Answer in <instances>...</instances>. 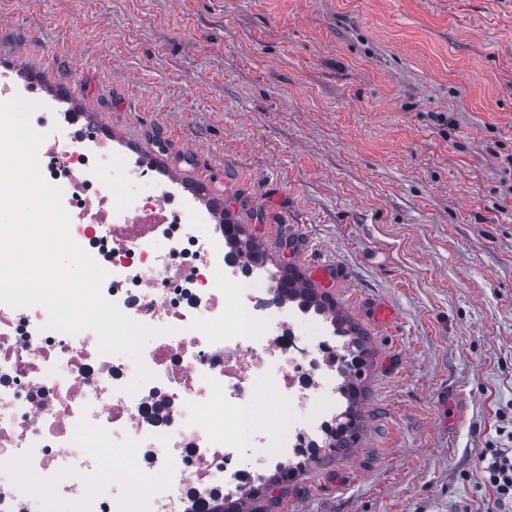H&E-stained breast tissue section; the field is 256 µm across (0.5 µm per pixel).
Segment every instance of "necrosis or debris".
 Wrapping results in <instances>:
<instances>
[{
	"label": "necrosis or debris",
	"instance_id": "1",
	"mask_svg": "<svg viewBox=\"0 0 512 512\" xmlns=\"http://www.w3.org/2000/svg\"><path fill=\"white\" fill-rule=\"evenodd\" d=\"M33 104L46 182L72 240L107 270L102 295L152 329L139 360L90 330L50 327L41 305L0 303V512H208L320 442L344 405L335 326L305 341L313 312L278 275L231 251L197 199L120 158L78 113L0 73V102ZM146 379H139V370ZM288 405L279 435L262 406Z\"/></svg>",
	"mask_w": 512,
	"mask_h": 512
}]
</instances>
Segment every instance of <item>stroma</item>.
I'll return each instance as SVG.
<instances>
[{"label": "stroma", "mask_w": 512, "mask_h": 512, "mask_svg": "<svg viewBox=\"0 0 512 512\" xmlns=\"http://www.w3.org/2000/svg\"><path fill=\"white\" fill-rule=\"evenodd\" d=\"M212 166L274 265L346 266L361 428L256 512H512V0H0V68ZM392 308L387 326L372 302ZM484 469L483 472L488 474L486 481L495 489L498 497H512V460L496 450Z\"/></svg>", "instance_id": "stroma-1"}]
</instances>
